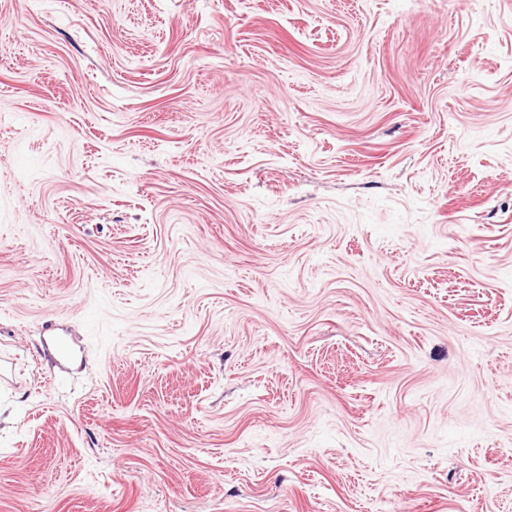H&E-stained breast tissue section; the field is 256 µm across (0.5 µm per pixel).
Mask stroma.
<instances>
[{
    "instance_id": "1",
    "label": "stroma",
    "mask_w": 512,
    "mask_h": 512,
    "mask_svg": "<svg viewBox=\"0 0 512 512\" xmlns=\"http://www.w3.org/2000/svg\"><path fill=\"white\" fill-rule=\"evenodd\" d=\"M0 512H512V0H0Z\"/></svg>"
}]
</instances>
